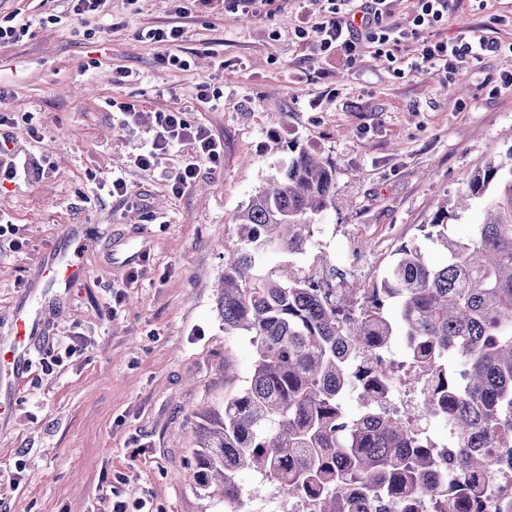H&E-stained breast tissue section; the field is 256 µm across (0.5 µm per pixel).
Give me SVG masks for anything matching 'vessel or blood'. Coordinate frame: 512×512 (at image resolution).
Masks as SVG:
<instances>
[{
	"mask_svg": "<svg viewBox=\"0 0 512 512\" xmlns=\"http://www.w3.org/2000/svg\"><path fill=\"white\" fill-rule=\"evenodd\" d=\"M87 269L70 258L67 249H54L43 259L39 267L40 278L49 280L56 287L69 288L83 281ZM36 291H29L12 313L8 342L0 343V384L14 382L30 362L31 340L42 330L41 313L34 306Z\"/></svg>",
	"mask_w": 512,
	"mask_h": 512,
	"instance_id": "vessel-or-blood-1",
	"label": "vessel or blood"
}]
</instances>
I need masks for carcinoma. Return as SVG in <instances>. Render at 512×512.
<instances>
[{
    "instance_id": "1",
    "label": "carcinoma",
    "mask_w": 512,
    "mask_h": 512,
    "mask_svg": "<svg viewBox=\"0 0 512 512\" xmlns=\"http://www.w3.org/2000/svg\"><path fill=\"white\" fill-rule=\"evenodd\" d=\"M291 153L235 219L244 247L224 261L218 306L224 334L250 336L254 361L245 386L203 415L196 485L237 508L238 474L252 470L318 512H401L443 481L434 512H483L492 465L512 474V162L472 173L437 217L440 227L483 200L470 239L439 234L446 262L403 246L355 308L296 274L247 281L272 253H304L335 206L336 167L304 147ZM398 330L426 381L419 418L388 410L395 378L372 360ZM422 419L444 420L447 442H432Z\"/></svg>"
}]
</instances>
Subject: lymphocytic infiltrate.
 <instances>
[{"label":"lymphocytic infiltrate","mask_w":512,"mask_h":512,"mask_svg":"<svg viewBox=\"0 0 512 512\" xmlns=\"http://www.w3.org/2000/svg\"><path fill=\"white\" fill-rule=\"evenodd\" d=\"M317 13L308 15L295 26L297 38L310 44L323 58L338 56L352 63L365 52L396 62V53L406 39H414L410 70L416 74L434 67L455 69L460 63L497 51V41L484 35H471L458 41L432 38L431 33L458 11L464 0H418L412 30H404L392 21L393 0H322ZM185 30L179 25L139 30L138 40L160 46L164 66L182 69L188 60L180 54ZM183 151L181 163L165 175L169 191L183 195L195 185L203 169H216L224 160V146L212 132L184 112H159L155 115V133L134 156L137 167L148 170L157 155Z\"/></svg>","instance_id":"obj_1"}]
</instances>
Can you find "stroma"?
I'll return each instance as SVG.
<instances>
[{
	"label": "stroma",
	"mask_w": 512,
	"mask_h": 512,
	"mask_svg": "<svg viewBox=\"0 0 512 512\" xmlns=\"http://www.w3.org/2000/svg\"><path fill=\"white\" fill-rule=\"evenodd\" d=\"M110 8L109 27L76 19L65 0H0V16L31 24L0 47V110L14 117L0 138L32 162L19 184L0 185V215L16 228L0 238V328L66 225L87 233L71 253L88 270L66 302L44 309L30 364L0 392L10 401L0 414V512H112L116 490L128 512L142 499L149 512H224L197 487L192 450L200 414L243 388L253 362L248 336L225 335L217 306L224 256L242 245L236 214L298 145L334 164L336 206L305 254L273 255L252 278L313 269L332 288L370 287L405 244L445 261L439 209L474 170L512 156V85L502 81L512 72V0H465L438 28L451 41L493 38L497 52L422 75L370 53L352 66L310 57L294 35L310 0H273L249 15L238 0ZM172 23L186 30L189 69L160 67L157 46L136 37ZM203 80L216 106L196 103ZM122 103L137 123L125 122ZM159 110L190 113L224 141L223 166L179 197L162 179L175 156L148 171L133 164ZM114 174L130 196H96L94 178Z\"/></svg>",
	"instance_id": "1"
}]
</instances>
